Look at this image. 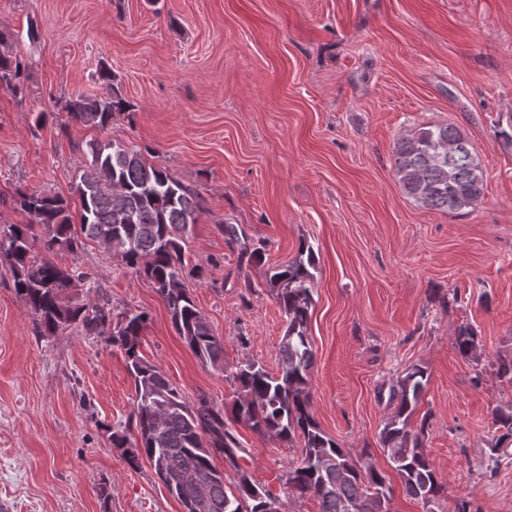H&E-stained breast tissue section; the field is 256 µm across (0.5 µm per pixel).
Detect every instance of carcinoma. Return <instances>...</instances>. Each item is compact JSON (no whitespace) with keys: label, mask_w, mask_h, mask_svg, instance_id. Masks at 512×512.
I'll list each match as a JSON object with an SVG mask.
<instances>
[{"label":"carcinoma","mask_w":512,"mask_h":512,"mask_svg":"<svg viewBox=\"0 0 512 512\" xmlns=\"http://www.w3.org/2000/svg\"><path fill=\"white\" fill-rule=\"evenodd\" d=\"M20 78V60L0 53V83L15 87ZM127 109V102L116 93L81 96L67 106L73 119L100 129L112 122L114 113ZM395 156L402 189L420 206L470 212L483 197L482 164L463 133L452 125L422 126L402 136ZM75 196L80 202L78 231L71 224L69 200L36 193L20 196V207L33 216L32 223L0 225V254L10 262L16 293L45 332L74 325L89 336L108 337L110 344L124 351L135 390L127 427L134 438L129 460L135 463L145 457L160 479L174 481L193 470V479L169 489L189 512H279V495L253 483L241 470L237 457L243 448L226 430L224 412L205 398L189 405L159 368L139 355L146 313L114 315L111 308L96 303L73 305L66 301L69 291L89 277L76 268L30 256L37 227L50 249L74 253L89 239L120 255L165 302L188 348L202 361L221 367L224 341L213 333L182 284L184 239L197 223L199 194L167 170L147 164L141 151L93 141ZM315 271L314 249L305 242L292 261L266 271V281L277 290L276 299L288 321L280 347V371L273 375L254 362L240 363L234 377L244 398L235 405L234 417L281 440L296 434L303 438L302 459L289 465L278 483L316 499L320 512H391L392 488L385 477L372 463L325 436L311 415L308 376L313 352L307 330ZM454 337L461 355L477 358L476 334L470 326H457ZM426 380L425 369L415 366L397 381L391 397L399 400L398 411L380 433L404 492L425 506L437 499L442 485L423 449L411 439L405 415ZM215 453L224 455L238 471L231 491L226 490L224 473L211 462Z\"/></svg>","instance_id":"1"}]
</instances>
